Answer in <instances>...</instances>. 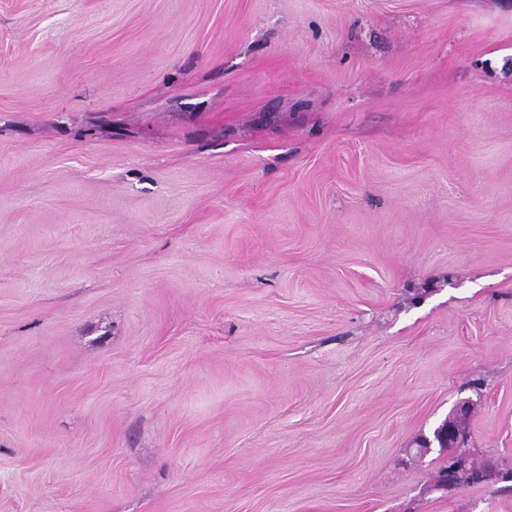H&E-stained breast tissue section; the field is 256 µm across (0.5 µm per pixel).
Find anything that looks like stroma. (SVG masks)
<instances>
[{
    "label": "stroma",
    "mask_w": 512,
    "mask_h": 512,
    "mask_svg": "<svg viewBox=\"0 0 512 512\" xmlns=\"http://www.w3.org/2000/svg\"><path fill=\"white\" fill-rule=\"evenodd\" d=\"M512 0H0V512H512ZM468 463L471 471L468 468ZM486 465V463L476 465L471 457L467 460V456L465 454L448 458V464L446 466L448 468H441L439 470L437 474V483L440 484L441 480L447 483L448 471L453 476L452 483L445 484L443 487L448 490V492L455 491L466 485H472L475 482H479L480 484L488 483L494 480V466L492 464H488L486 467ZM482 470L484 471L479 475L473 473Z\"/></svg>",
    "instance_id": "35a3bbf8"
}]
</instances>
